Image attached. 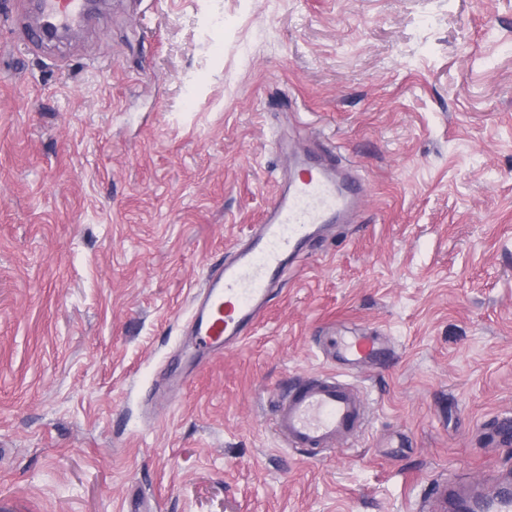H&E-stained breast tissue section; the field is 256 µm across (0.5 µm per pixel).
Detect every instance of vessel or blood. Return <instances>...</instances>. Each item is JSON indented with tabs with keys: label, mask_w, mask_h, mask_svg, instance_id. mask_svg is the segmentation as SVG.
Instances as JSON below:
<instances>
[{
	"label": "vessel or blood",
	"mask_w": 512,
	"mask_h": 512,
	"mask_svg": "<svg viewBox=\"0 0 512 512\" xmlns=\"http://www.w3.org/2000/svg\"><path fill=\"white\" fill-rule=\"evenodd\" d=\"M41 10L53 25L67 29L84 21L83 0H41ZM300 167L298 178L262 215L251 247L214 270L198 290L202 305L192 317L196 352L221 350L248 336L286 263L299 255L313 228L342 222L352 210L359 191L335 163L309 158ZM332 348L343 372L303 378L277 402L273 427L287 446L327 452L352 444L367 427L366 403L348 376L379 359L381 339L361 330L335 339ZM439 497L449 512H512V486L507 484L491 496L451 485Z\"/></svg>",
	"instance_id": "vessel-or-blood-1"
}]
</instances>
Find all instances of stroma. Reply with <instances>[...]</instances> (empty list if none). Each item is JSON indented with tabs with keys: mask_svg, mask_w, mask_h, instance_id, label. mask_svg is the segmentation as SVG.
Instances as JSON below:
<instances>
[{
	"mask_svg": "<svg viewBox=\"0 0 512 512\" xmlns=\"http://www.w3.org/2000/svg\"><path fill=\"white\" fill-rule=\"evenodd\" d=\"M0 0V512H421L491 493L512 415V0H107L41 44ZM360 217L188 369L193 294L300 156ZM379 330L371 422L306 457L280 393Z\"/></svg>",
	"mask_w": 512,
	"mask_h": 512,
	"instance_id": "stroma-1",
	"label": "stroma"
}]
</instances>
